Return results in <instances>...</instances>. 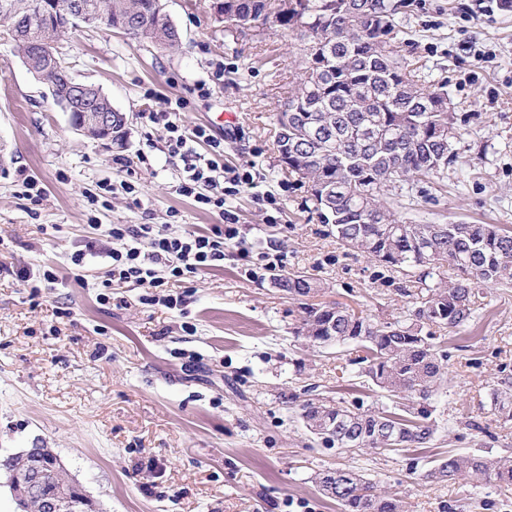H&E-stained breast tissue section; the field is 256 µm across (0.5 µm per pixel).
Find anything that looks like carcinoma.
Instances as JSON below:
<instances>
[{
    "label": "carcinoma",
    "instance_id": "cac0c4a2",
    "mask_svg": "<svg viewBox=\"0 0 512 512\" xmlns=\"http://www.w3.org/2000/svg\"><path fill=\"white\" fill-rule=\"evenodd\" d=\"M0 14V38L32 45L58 42L67 30L98 19L134 40L164 49L180 46V32L162 0H84L83 17L59 9L32 12L28 0H9ZM370 3L371 15L358 10ZM404 0H221L225 31L263 33L279 27L300 42L302 68L288 82L277 113L276 145L288 175L307 187L328 234L415 284L407 313L376 321L347 307L304 303L294 335L319 346L352 344L361 375L396 399L395 411L340 402L303 405L307 431L328 448L391 452L431 442L438 431L432 394L444 378L436 333L457 329L474 313L479 287L512 280V233L494 224H418L398 220L383 199L393 189L413 197L419 184L460 159L462 133L448 108L447 83L419 85V68L398 54ZM287 295L314 298L321 279L307 271L276 273ZM494 410L512 420V381L491 392ZM28 470L34 503L55 499L65 472L44 449L0 460V469ZM474 477L512 487V457L450 454L426 474L433 481ZM319 490L340 512H403L402 501L377 491L350 468L319 472Z\"/></svg>",
    "mask_w": 512,
    "mask_h": 512
}]
</instances>
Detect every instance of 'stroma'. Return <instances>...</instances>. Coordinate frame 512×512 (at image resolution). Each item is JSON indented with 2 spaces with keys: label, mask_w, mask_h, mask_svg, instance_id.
I'll return each mask as SVG.
<instances>
[{
  "label": "stroma",
  "mask_w": 512,
  "mask_h": 512,
  "mask_svg": "<svg viewBox=\"0 0 512 512\" xmlns=\"http://www.w3.org/2000/svg\"><path fill=\"white\" fill-rule=\"evenodd\" d=\"M183 35L169 52L122 33L80 28L58 50L72 75L95 84L128 117L122 139L76 134L47 85L24 66L13 42L0 40V459L27 448L50 449L69 479L99 512H339L313 481L316 472L349 467L401 499L405 512H512L492 484L436 482L426 474L448 452L512 455V421L490 407V393L512 377V284L485 288L474 317L441 333L448 354L434 400L439 432L420 448L349 453L313 441L299 418L308 400L386 404L355 369L349 346L319 348L293 328L299 300L269 279L242 276L237 246L223 269L200 272L183 309L139 303V289L97 285L109 260L73 252L100 240L112 224H163L179 211L175 233L219 223L177 190V167L149 112L182 100L185 128L202 125L224 141L223 163L255 165L256 191L233 201L253 250L279 246L285 270L322 280L319 301L390 320L402 315V278L325 235L303 205L305 188L278 158L275 115L300 61L297 43L281 31L228 34L217 0H164ZM476 0H409L400 15L402 50L419 61L424 81L448 82L462 116V162L399 198L404 217L431 224H496L512 230V12L470 20ZM485 52L488 62L475 58ZM224 74L215 77L216 63ZM206 81L210 94L193 91ZM234 118L224 127L219 114ZM138 196L123 192L125 170L114 157L136 159ZM45 187L40 204L18 196L21 174ZM114 185L105 200L86 197ZM281 201L276 222L256 200ZM57 225L54 236L39 232ZM53 268L57 281L31 292L20 271ZM193 324V333L183 330Z\"/></svg>",
  "instance_id": "35a3bbf8"
}]
</instances>
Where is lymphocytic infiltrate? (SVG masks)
I'll use <instances>...</instances> for the list:
<instances>
[{
	"label": "lymphocytic infiltrate",
	"instance_id": "lymphocytic-infiltrate-1",
	"mask_svg": "<svg viewBox=\"0 0 512 512\" xmlns=\"http://www.w3.org/2000/svg\"><path fill=\"white\" fill-rule=\"evenodd\" d=\"M146 119L163 130L167 153L178 168L179 194L192 198L198 209L218 212L221 221L204 232L178 235L170 233L164 224L110 225L106 233L118 241L119 247L109 253L111 264L103 287L134 286L142 291L141 303L177 309L184 306V296L167 293V285L173 281L184 283L202 271L223 267L224 250L229 245H238L240 270L246 277L255 278L261 272L280 268L278 247L257 253L245 248L247 229L226 204L228 197L254 187L252 172L222 165L224 142L208 128L186 129L173 112H150ZM201 142L209 146V154L197 152Z\"/></svg>",
	"mask_w": 512,
	"mask_h": 512
}]
</instances>
